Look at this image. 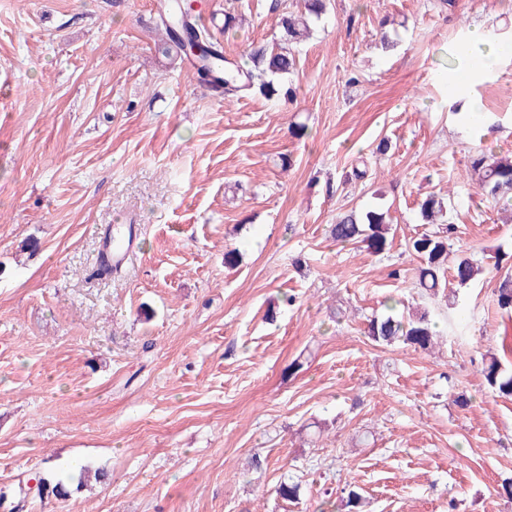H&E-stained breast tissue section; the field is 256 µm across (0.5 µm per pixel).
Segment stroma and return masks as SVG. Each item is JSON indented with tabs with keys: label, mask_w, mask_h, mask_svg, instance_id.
Listing matches in <instances>:
<instances>
[{
	"label": "stroma",
	"mask_w": 512,
	"mask_h": 512,
	"mask_svg": "<svg viewBox=\"0 0 512 512\" xmlns=\"http://www.w3.org/2000/svg\"><path fill=\"white\" fill-rule=\"evenodd\" d=\"M158 7L0 0V512H315L350 484L363 512H512V398L480 372L488 353L512 370L494 300L512 215L468 176L475 147L512 158V0H330L290 101L221 100L169 65ZM300 7L197 0L241 63ZM473 26L504 51L458 85L450 47ZM431 193L482 268L452 308L414 286L407 242ZM374 207L386 252L333 242L339 213ZM123 224L133 260L90 276L100 233ZM398 300L430 310L431 351L365 336ZM79 465L108 478L39 495Z\"/></svg>",
	"instance_id": "35a3bbf8"
}]
</instances>
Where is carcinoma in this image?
<instances>
[{
  "label": "carcinoma",
  "instance_id": "cac0c4a2",
  "mask_svg": "<svg viewBox=\"0 0 512 512\" xmlns=\"http://www.w3.org/2000/svg\"><path fill=\"white\" fill-rule=\"evenodd\" d=\"M305 17L284 15L279 21V37L271 47H254L249 53L252 66L230 65L224 57L223 48L214 41V36L205 25L192 21L186 5L174 0L158 12L156 28L162 31L158 50L170 63L184 60L186 44L198 42L200 53L196 59L202 64L196 71L202 81L224 96L253 94L259 92L267 97L277 95L292 98L293 84L284 78L297 69L295 47L311 23L321 19L327 10V0H304ZM471 180L479 192L493 202L509 205L512 201V159L498 158L478 149L471 156L469 165ZM421 223L431 225L408 240L409 249L421 260L418 269V288L424 296H435L447 288V278L462 287L475 279L479 267L464 252L448 251V235L453 225L447 223L448 209L444 199L429 195L418 204ZM391 225L387 213L369 210L361 214L349 210L336 219L330 228V236L338 245L363 243L374 254H380L388 245ZM500 309L512 310V271L500 275L495 289ZM365 334L377 344L402 343L416 350L427 351L435 344V324L426 308L409 309L401 314L389 307V313L371 320ZM481 373L492 392L500 397H512V373L502 367L494 355L485 357ZM362 495L351 486L344 490L342 506L346 512H361Z\"/></svg>",
  "mask_w": 512,
  "mask_h": 512
}]
</instances>
